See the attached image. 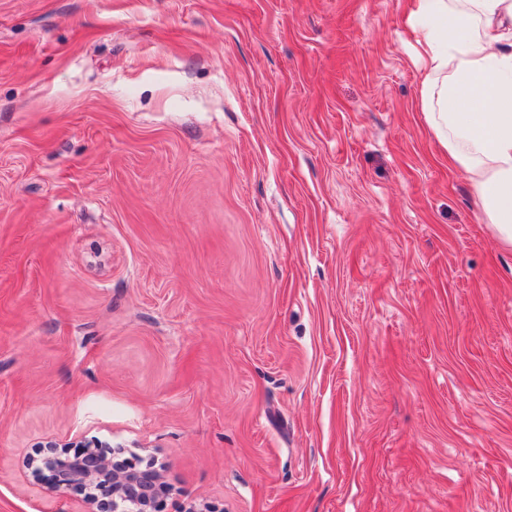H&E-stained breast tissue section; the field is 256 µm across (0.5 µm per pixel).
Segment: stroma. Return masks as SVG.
Segmentation results:
<instances>
[{
  "label": "stroma",
  "instance_id": "obj_1",
  "mask_svg": "<svg viewBox=\"0 0 512 512\" xmlns=\"http://www.w3.org/2000/svg\"><path fill=\"white\" fill-rule=\"evenodd\" d=\"M410 0H0V512L98 439L167 512H512V248Z\"/></svg>",
  "mask_w": 512,
  "mask_h": 512
}]
</instances>
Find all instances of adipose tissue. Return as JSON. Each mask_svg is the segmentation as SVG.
<instances>
[{
    "mask_svg": "<svg viewBox=\"0 0 512 512\" xmlns=\"http://www.w3.org/2000/svg\"><path fill=\"white\" fill-rule=\"evenodd\" d=\"M420 110L512 246V0H413Z\"/></svg>",
    "mask_w": 512,
    "mask_h": 512,
    "instance_id": "obj_1",
    "label": "adipose tissue"
}]
</instances>
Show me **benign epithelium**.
Here are the masks:
<instances>
[{
	"mask_svg": "<svg viewBox=\"0 0 512 512\" xmlns=\"http://www.w3.org/2000/svg\"><path fill=\"white\" fill-rule=\"evenodd\" d=\"M29 466L37 476L48 475L58 492L83 490L99 512H166L170 488L162 466L135 454L119 459L108 442L93 440L71 454L50 441Z\"/></svg>",
	"mask_w": 512,
	"mask_h": 512,
	"instance_id": "benign-epithelium-1",
	"label": "benign epithelium"
}]
</instances>
